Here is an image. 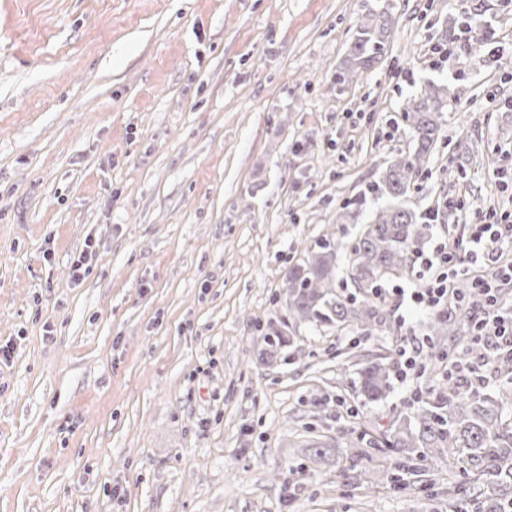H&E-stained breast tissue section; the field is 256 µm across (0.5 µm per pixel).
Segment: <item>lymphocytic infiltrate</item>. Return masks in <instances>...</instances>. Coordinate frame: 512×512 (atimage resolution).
<instances>
[{
	"label": "lymphocytic infiltrate",
	"mask_w": 512,
	"mask_h": 512,
	"mask_svg": "<svg viewBox=\"0 0 512 512\" xmlns=\"http://www.w3.org/2000/svg\"><path fill=\"white\" fill-rule=\"evenodd\" d=\"M472 250L460 255L447 243H437L430 252L415 255L411 288L398 289L410 308L442 312L458 284L483 295L485 305L475 320L480 337L497 351L512 352V310L498 305L497 290L512 282V264L502 263L505 234L512 230V212H479L471 226Z\"/></svg>",
	"instance_id": "lymphocytic-infiltrate-1"
}]
</instances>
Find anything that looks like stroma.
Here are the masks:
<instances>
[{
    "mask_svg": "<svg viewBox=\"0 0 512 512\" xmlns=\"http://www.w3.org/2000/svg\"><path fill=\"white\" fill-rule=\"evenodd\" d=\"M391 3L381 61L340 85L364 0H0V512H371L388 424L433 382L392 381L369 405L354 366L399 361L430 317L391 296L385 330L301 326L274 363L256 326L285 317V275L314 239L350 241L377 211L336 221L408 149L400 106L425 80L454 98L411 206L512 209V112L489 97L512 98L490 53L512 47V9L495 4L488 50L463 40L438 66L461 0ZM349 426L371 459L351 434L356 469L279 479L306 428ZM421 478L376 489L372 512H452L460 461Z\"/></svg>",
    "mask_w": 512,
    "mask_h": 512,
    "instance_id": "1",
    "label": "stroma"
}]
</instances>
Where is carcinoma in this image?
Returning a JSON list of instances; mask_svg holds the SVG:
<instances>
[{
    "label": "carcinoma",
    "mask_w": 512,
    "mask_h": 512,
    "mask_svg": "<svg viewBox=\"0 0 512 512\" xmlns=\"http://www.w3.org/2000/svg\"><path fill=\"white\" fill-rule=\"evenodd\" d=\"M461 16L448 18L445 43L457 39V31L477 28L481 37L474 39V54L491 33L486 17L493 10L491 0H466ZM393 32L388 6L365 3L357 19L343 67L336 72V83L348 84L380 59ZM451 89L448 85L427 81L410 98L403 113L410 132L412 148L399 151L383 167L371 187L389 204L377 211L349 244L336 241L335 233L326 232L305 250L303 259L288 267L284 281V308L288 320L270 325L262 334L259 358L271 362L283 356L290 346V333L300 325L314 330L343 326L362 333L382 327L383 309L373 295L380 282L401 278L412 272L414 257L428 225L425 214L408 205L412 187L427 170L436 148L444 114L448 111ZM346 249L352 290L337 287L336 259ZM432 336H452L462 345L455 365L443 368V357L433 355L432 374L438 388L429 398L409 405L386 431L385 443L397 461L391 468L375 473L377 484L405 489L410 476L418 471L412 460L435 463L456 457L465 471L474 475L476 489L463 485L448 489V500L456 512H512V419L507 405H512V354L492 350L469 328V311L460 306L453 315L442 313L430 325ZM492 362L499 380L497 395L492 397L476 389L480 380L479 364ZM393 375L388 356L367 359L358 368L359 390L370 404L386 399ZM341 451L335 440L320 437L303 440V458L322 462Z\"/></svg>",
    "instance_id": "obj_1"
}]
</instances>
